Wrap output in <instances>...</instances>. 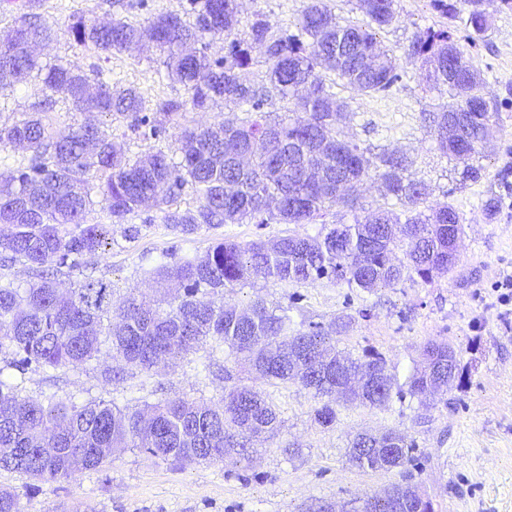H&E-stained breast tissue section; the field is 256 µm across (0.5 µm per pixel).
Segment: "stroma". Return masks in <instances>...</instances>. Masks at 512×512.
<instances>
[{"label": "stroma", "instance_id": "obj_1", "mask_svg": "<svg viewBox=\"0 0 512 512\" xmlns=\"http://www.w3.org/2000/svg\"><path fill=\"white\" fill-rule=\"evenodd\" d=\"M400 17L379 34L381 47L404 61V73L393 91L369 97L336 84L337 98L349 104L339 126L372 154L407 157L412 178L423 182L429 203L447 201L458 210L463 234L453 272L432 283L404 282L366 292L344 283L321 280L291 285L256 278L224 291L226 303L247 308L263 299L268 306L288 308L298 329L308 323L330 325L349 319L338 350L361 356L372 349L395 366L398 377L420 359L429 341L449 343L469 371V382L449 390L430 408L412 398L386 408L340 405L335 425L317 423L318 401L295 383L255 381L231 355L227 345L210 342L176 365L138 371L109 385L103 372L113 366L108 356L61 370L27 374L20 393L42 402L81 403L96 398L122 407H139L176 397L214 405L231 388L258 385L276 408L281 428L274 439L259 444L251 470L256 477L237 478L232 463H200L181 469L147 457L134 448H121L104 471L90 470L69 480L36 484L30 476L0 470V488L13 490L22 512H54L59 505H76L81 512H317L320 504L341 503L356 496L381 492L395 484H412L430 497L435 512H512V301H501L497 287L512 278V192L503 188L512 175V105L499 112L494 138L478 160L482 177L461 182L457 167L439 149L427 121L449 101L420 76V62L406 63L414 33L444 29L462 36L460 21L436 10L431 0H399ZM305 0H241V18L263 11L272 22L293 28ZM490 26L475 44H464L485 79L488 100L512 94V7L484 0ZM57 36L43 44V61L64 57L81 66H105L113 78L139 87L145 97L180 96V85L159 77L157 53L149 46L111 58L73 47L65 33L73 13L92 22L111 18L108 0H42L38 9ZM505 200L495 220H486L484 201L493 194ZM339 206L323 222L284 224H224L204 228L182 244L183 257L200 260L221 240L272 242L295 232L317 235L322 224L350 221ZM139 226L138 237L125 239L123 230ZM115 243L87 267L94 277L113 282L114 301L129 292L150 304L170 299L171 282L159 281L156 271L172 237L159 209L148 208L113 226ZM395 429L417 444L418 468L359 469L347 458L349 442L361 431Z\"/></svg>", "mask_w": 512, "mask_h": 512}]
</instances>
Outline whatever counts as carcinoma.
<instances>
[{
  "instance_id": "1",
  "label": "carcinoma",
  "mask_w": 512,
  "mask_h": 512,
  "mask_svg": "<svg viewBox=\"0 0 512 512\" xmlns=\"http://www.w3.org/2000/svg\"><path fill=\"white\" fill-rule=\"evenodd\" d=\"M38 2H13L30 21L0 36V90L36 78L43 94L63 96L73 112L121 116L139 138L159 143L173 137L177 148L132 159L114 149L104 124L52 131L42 103L21 120L0 124V148L30 151L0 169V267L21 264L35 276L25 288L0 282V350H7L0 367V469L41 483L71 479L101 469L122 443L179 467L231 455L248 462L253 439L272 438L279 428L276 409L254 387H235L214 407L184 398L134 410L105 399L44 404L1 379L6 369L22 377L105 354L118 363L105 373L112 382L130 368L149 371L209 341L226 343L258 379L312 392L321 402L315 420L326 427L336 423L338 399L380 408L409 396L429 408L448 393V378L458 388L467 383L468 370L446 343H425L421 363L399 385L382 354L366 350L356 358L335 350L332 342L349 327L343 318L330 330L317 323L296 330L285 308L256 302L242 314L224 303V289L255 276L292 285L326 279L369 292L404 281L429 284L455 267L448 240L462 224L454 205L422 207L426 188L409 176L407 158L382 154L373 166L367 149L333 131L348 102L336 97L321 71L367 96L386 95L402 79L396 59L377 40L397 20L398 0H358L361 22L337 16L327 0H307L294 32L260 10L239 31V0H186L180 13L152 14L138 23L122 16L124 0H112L115 13L106 24L72 15L67 32L77 46L112 56L143 41L154 44L165 76L185 97L151 102L139 88L105 78L97 65L87 71L74 60L45 63L29 56L28 45L56 36L33 12ZM464 2L470 10L463 40L473 43L487 30L488 15L484 0ZM216 36L224 37L222 55L209 52L208 39ZM255 48L266 71L265 79L251 83L243 72L254 65ZM407 58L422 62L427 84L446 88L450 102L428 121L437 129L452 114L464 123L467 139L440 138L439 149L463 164L461 181L478 180L482 167L473 160L493 136L499 112V103L485 97L480 70L444 30L418 33ZM276 102L283 115L271 120L267 108ZM219 104L246 105L253 118L218 127L180 124L183 112ZM369 182L380 184L384 199L400 210L360 215V192ZM188 188L196 205L176 207ZM95 189L109 218L121 221L151 201L164 212L166 228L183 239L223 224H311L336 205L353 221L324 224L315 237L289 234L271 247L262 240L220 241L202 262L178 256L173 244L158 269L161 279L179 285L173 301L150 306L131 292L116 305L110 280L85 276L65 293L55 280L58 273L82 272L87 257L112 248V225L85 223ZM306 347L320 350L318 368L307 363ZM359 373L368 383L355 390L348 379ZM415 448L395 430L359 434L348 460L359 469L403 468L415 461ZM393 493L404 499V512H434L432 501L408 486L354 498L339 512H394Z\"/></svg>"
}]
</instances>
